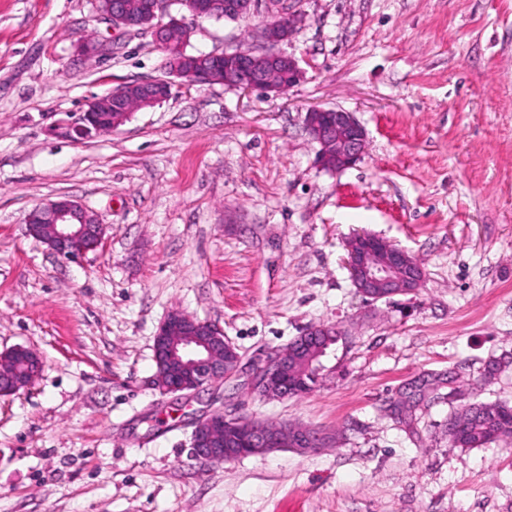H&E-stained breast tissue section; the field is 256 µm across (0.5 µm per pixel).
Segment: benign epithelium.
I'll return each mask as SVG.
<instances>
[{
	"instance_id": "7a95c632",
	"label": "benign epithelium",
	"mask_w": 512,
	"mask_h": 512,
	"mask_svg": "<svg viewBox=\"0 0 512 512\" xmlns=\"http://www.w3.org/2000/svg\"><path fill=\"white\" fill-rule=\"evenodd\" d=\"M196 18L214 13L247 17L256 0H186ZM99 16L113 28L125 33L149 34L156 44L178 37L189 40L185 16L175 15L170 0H141L132 7L126 0H95ZM295 18L287 9L271 14L256 29L260 47L224 52L240 61L235 72L220 70L208 63L212 54L197 56L181 52L169 66L171 75L197 84H224L248 91L260 89L278 92L282 86L273 81L280 75L295 84L302 70L290 55L273 49L294 31ZM175 81L147 79L132 86L122 85L88 100L81 111L58 121L53 132L80 142L112 132L123 125L136 110L153 107L166 100ZM305 125L320 145L317 162L329 170H342L356 163L366 147V132L354 114L339 109L313 108L305 114ZM28 235L45 244L55 255L77 259L99 247L103 226L78 200L58 197L34 206L26 215ZM349 273L358 292L372 300L373 288H391L393 294H410L423 280V269L405 250L362 233L347 243ZM155 384L166 393H198L205 384L228 379L246 371L249 389L265 399L285 398L282 382L288 361L298 354L281 348L264 359L243 367L239 349L224 336V330L180 311H172L160 324L154 337ZM43 362L33 349L17 345L0 352V396H9L30 386L42 370ZM242 425L248 431L256 452L293 448L307 450L322 438V433L297 429L293 435L262 422L215 411L193 423L192 452L204 461L232 460L239 455L224 426Z\"/></svg>"
}]
</instances>
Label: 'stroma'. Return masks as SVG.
I'll return each mask as SVG.
<instances>
[{"label": "stroma", "instance_id": "35a3bbf8", "mask_svg": "<svg viewBox=\"0 0 512 512\" xmlns=\"http://www.w3.org/2000/svg\"><path fill=\"white\" fill-rule=\"evenodd\" d=\"M290 4L278 49L303 76L288 90L176 87L74 142L56 121L165 77L163 52L94 0H0V351L43 360L0 399V512H512V441L446 433L465 405L512 402V0ZM266 16L191 22L187 49L250 47ZM82 36L103 52L77 56ZM313 107L354 113V165L318 166ZM59 196L105 227L73 261L25 233ZM362 232L414 256L420 287L359 294L346 260ZM174 310L223 328L247 364L311 326L338 336L302 397L264 400L241 376L176 396L153 359ZM217 410L333 440L203 463L193 423Z\"/></svg>", "mask_w": 512, "mask_h": 512}]
</instances>
